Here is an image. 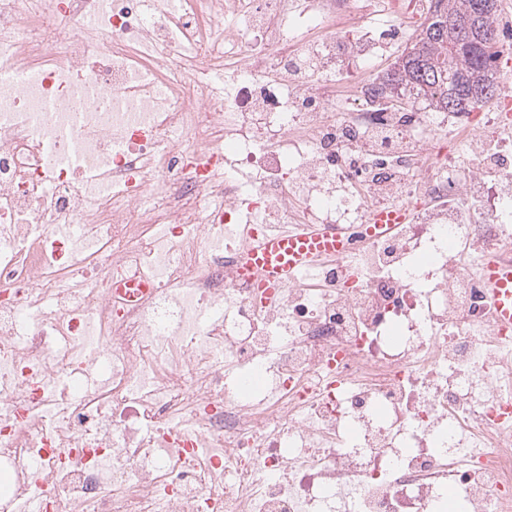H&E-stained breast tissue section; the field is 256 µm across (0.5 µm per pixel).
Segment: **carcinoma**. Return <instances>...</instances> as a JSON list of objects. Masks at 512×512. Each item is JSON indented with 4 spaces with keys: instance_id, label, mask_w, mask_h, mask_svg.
<instances>
[{
    "instance_id": "obj_1",
    "label": "carcinoma",
    "mask_w": 512,
    "mask_h": 512,
    "mask_svg": "<svg viewBox=\"0 0 512 512\" xmlns=\"http://www.w3.org/2000/svg\"><path fill=\"white\" fill-rule=\"evenodd\" d=\"M472 0H429V8L421 30L412 43L405 47L391 69L383 76L397 89V94L384 93L375 82L371 92L404 105V101L422 97L434 108L448 110V92L468 87L477 81L500 90L499 82L490 69L499 54L497 11L484 14L473 40L458 43L448 35L436 40L433 30L448 25V20L464 17Z\"/></svg>"
}]
</instances>
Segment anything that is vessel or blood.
<instances>
[{
	"label": "vessel or blood",
	"instance_id": "b4317fda",
	"mask_svg": "<svg viewBox=\"0 0 512 512\" xmlns=\"http://www.w3.org/2000/svg\"><path fill=\"white\" fill-rule=\"evenodd\" d=\"M348 239L347 229L331 224H302L293 232L268 234L251 241L242 257V272L247 279H261L263 287L276 288L327 258L345 254ZM478 272L494 310V324L512 326V255L488 253Z\"/></svg>",
	"mask_w": 512,
	"mask_h": 512
}]
</instances>
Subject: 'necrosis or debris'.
<instances>
[{
    "label": "necrosis or debris",
    "instance_id": "1",
    "mask_svg": "<svg viewBox=\"0 0 512 512\" xmlns=\"http://www.w3.org/2000/svg\"><path fill=\"white\" fill-rule=\"evenodd\" d=\"M367 20L0 0V512H512V333L458 259L512 244V118L392 111ZM302 223L347 256L237 280Z\"/></svg>",
    "mask_w": 512,
    "mask_h": 512
}]
</instances>
